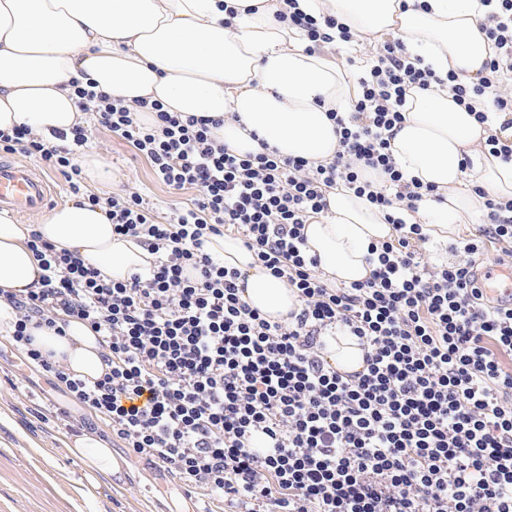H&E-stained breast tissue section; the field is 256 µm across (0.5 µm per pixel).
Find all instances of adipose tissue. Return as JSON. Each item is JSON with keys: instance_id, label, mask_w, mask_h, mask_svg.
I'll list each match as a JSON object with an SVG mask.
<instances>
[{"instance_id": "adipose-tissue-1", "label": "adipose tissue", "mask_w": 512, "mask_h": 512, "mask_svg": "<svg viewBox=\"0 0 512 512\" xmlns=\"http://www.w3.org/2000/svg\"><path fill=\"white\" fill-rule=\"evenodd\" d=\"M313 16H331L351 30L403 41L441 75L456 72L475 84L492 54L477 0H299ZM286 0H0V131L28 126L48 135L82 123L73 80L93 81L129 107L157 100L170 111L222 119L214 137L231 151L310 162L332 159L339 136L330 115L348 111L360 89L328 47L308 42L278 20ZM406 118L391 152L407 178L434 186L439 197L420 206L422 222L453 235L478 214L474 186L512 199V164L484 153L487 133L447 90L411 89ZM477 155L464 175L465 155ZM473 187H466V180ZM328 215L306 225L311 253L340 283L369 277L372 245L391 238L383 212L366 197L337 191ZM38 231L56 249L82 255L111 280L146 271V247L113 234L105 207L64 204L31 226L0 211V289L33 287L39 261L28 246ZM207 250L225 266L245 271L242 299L263 315L281 318L296 307L288 286L271 275L239 240L211 238ZM42 352L65 360L85 379L102 373L97 335L70 320L65 336L34 333Z\"/></svg>"}]
</instances>
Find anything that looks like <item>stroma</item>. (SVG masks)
<instances>
[{"label":"stroma","instance_id":"stroma-1","mask_svg":"<svg viewBox=\"0 0 512 512\" xmlns=\"http://www.w3.org/2000/svg\"><path fill=\"white\" fill-rule=\"evenodd\" d=\"M89 154L108 174L105 182L85 189L106 198L122 191L139 193L161 215L190 204L196 190L179 193L159 183L148 162L124 140L85 119ZM17 351L0 335V512H225L224 503L187 493L173 474L157 469L124 448L108 446L120 461L118 475L91 477L74 440L58 429L55 409L81 417L82 408L42 370L21 375Z\"/></svg>","mask_w":512,"mask_h":512}]
</instances>
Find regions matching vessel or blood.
I'll use <instances>...</instances> for the list:
<instances>
[{"label":"vessel or blood","instance_id":"vessel-or-blood-1","mask_svg":"<svg viewBox=\"0 0 512 512\" xmlns=\"http://www.w3.org/2000/svg\"><path fill=\"white\" fill-rule=\"evenodd\" d=\"M56 196L52 183L31 166L0 158V207L22 217L33 216L54 206ZM476 277L489 303L512 306V262L483 265Z\"/></svg>","mask_w":512,"mask_h":512}]
</instances>
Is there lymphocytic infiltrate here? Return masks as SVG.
<instances>
[{"mask_svg":"<svg viewBox=\"0 0 512 512\" xmlns=\"http://www.w3.org/2000/svg\"><path fill=\"white\" fill-rule=\"evenodd\" d=\"M480 2L493 55L478 84L438 75L401 41L372 48L333 18L289 12L310 42L329 41L335 28L366 49L360 95L352 112L332 113L339 148L324 163L265 144L234 154L211 137L213 119L144 100L153 121L143 124L122 100L76 85L80 111L130 144L168 188L198 195L165 220L134 192L86 196L107 207L113 233L154 257L121 282L31 232L37 285L0 297L15 312L12 345L88 412L76 420L57 410L66 434L104 424L133 454L235 512H512V368L503 363L512 308L486 304L475 276L488 245L512 258V199L482 194L479 229L450 244L455 261L434 262L427 226L404 215L436 189L406 180L390 153L409 90L437 85L466 106L483 98L485 148L512 163V0ZM88 142L80 125L48 137L25 126L0 132L1 151L39 159L74 195ZM366 169L385 180H363ZM339 189L367 196L396 232L371 247L369 277L348 285L321 276L304 235ZM226 232L296 295L287 319L250 308L241 271L207 253ZM71 318L103 344L97 380L75 378L34 345L33 330L61 336ZM339 332L361 346L362 370L342 373L324 358ZM145 390L151 404L133 407Z\"/></svg>","mask_w":512,"mask_h":512,"instance_id":"f902f5d3","label":"lymphocytic infiltrate"}]
</instances>
